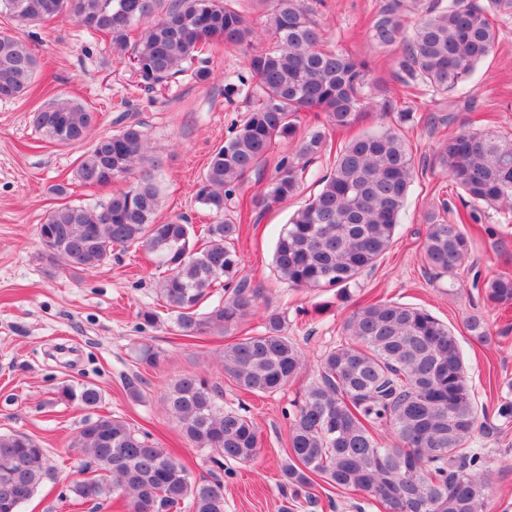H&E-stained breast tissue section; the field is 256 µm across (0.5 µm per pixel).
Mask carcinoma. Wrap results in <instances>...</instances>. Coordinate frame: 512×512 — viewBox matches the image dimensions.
I'll return each instance as SVG.
<instances>
[{
    "instance_id": "obj_1",
    "label": "carcinoma",
    "mask_w": 512,
    "mask_h": 512,
    "mask_svg": "<svg viewBox=\"0 0 512 512\" xmlns=\"http://www.w3.org/2000/svg\"><path fill=\"white\" fill-rule=\"evenodd\" d=\"M260 2L269 8L257 28L239 0H0V15L21 24L74 20L118 56L129 55L146 90L186 74L206 82L205 48L213 42L251 48L245 71L224 85L225 98L241 99L248 109L231 122L198 184L196 198L214 216L201 233L184 218L154 222L159 188L144 166L152 147L145 126L123 117L115 133L79 155L74 177L89 187L122 179L126 188L103 205L62 204L37 226L42 258L53 266L97 268L117 247L154 255L168 272L161 298L184 339L237 330L256 311L261 292L242 274L234 245L239 225L223 217L239 184L280 141L295 137L300 113H323L331 128L343 129L374 97L372 61L326 45L307 0ZM412 10L417 18L411 24ZM495 17L512 18V0H384L366 38L374 48L400 52L405 95L424 86L462 98L498 42ZM37 75L34 55L1 31L0 99L24 96ZM96 121L89 107L60 96L33 114L34 127L62 145L85 142ZM327 153L333 158L317 180L320 189L275 246V270L291 288L344 290L374 267L393 241L414 180L412 154L396 131L360 135L335 149L326 131L313 127L294 155L281 157L251 209L264 212L296 195L308 165ZM434 158L469 207L453 222L443 200L426 215L423 256L437 277L468 261L466 225L478 223L481 206L512 216V134L463 126L442 140ZM215 288L227 295L202 308ZM485 296L512 305V275L486 282ZM284 323L271 311L263 330L225 345L224 374L257 396H271L294 380L305 355L285 336ZM466 328L477 342L489 340L482 316L469 315ZM60 395L84 408L102 400L98 387L84 383L64 385ZM165 402L184 438L209 450L213 480L194 481L187 465L147 432L107 414L85 421L72 441L93 463L92 475L71 486L76 499L122 496L130 512H224V460L257 459L256 423L220 406L216 388L202 375L176 379ZM288 420L281 487L294 502L314 503L318 476L337 489L367 494L383 512H488L489 470L482 449L472 447L483 423L463 351L453 330L421 307L389 300L356 305ZM47 464L45 450L30 436L0 434V512H20Z\"/></svg>"
}]
</instances>
